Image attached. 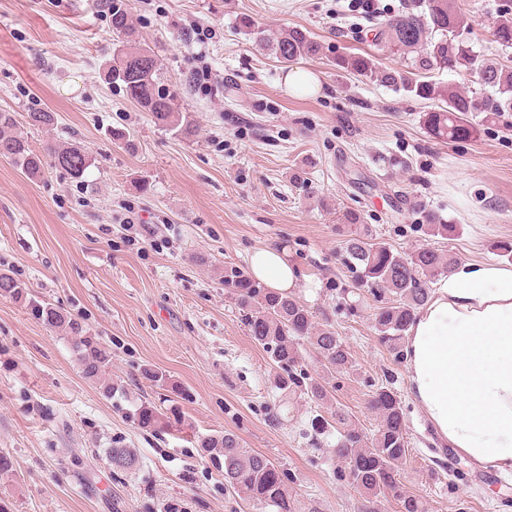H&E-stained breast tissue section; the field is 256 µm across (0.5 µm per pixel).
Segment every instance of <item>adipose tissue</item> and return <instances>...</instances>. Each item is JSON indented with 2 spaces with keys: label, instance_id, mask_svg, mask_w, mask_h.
I'll list each match as a JSON object with an SVG mask.
<instances>
[{
  "label": "adipose tissue",
  "instance_id": "adipose-tissue-1",
  "mask_svg": "<svg viewBox=\"0 0 512 512\" xmlns=\"http://www.w3.org/2000/svg\"><path fill=\"white\" fill-rule=\"evenodd\" d=\"M249 274L293 292L300 270L287 248L252 254ZM408 392L452 452L512 474V265H453L406 333Z\"/></svg>",
  "mask_w": 512,
  "mask_h": 512
}]
</instances>
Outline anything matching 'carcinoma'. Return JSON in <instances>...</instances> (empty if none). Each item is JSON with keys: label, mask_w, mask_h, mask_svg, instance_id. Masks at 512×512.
<instances>
[{"label": "carcinoma", "mask_w": 512, "mask_h": 512, "mask_svg": "<svg viewBox=\"0 0 512 512\" xmlns=\"http://www.w3.org/2000/svg\"><path fill=\"white\" fill-rule=\"evenodd\" d=\"M112 32L129 36L130 13L127 0H112ZM240 27L254 35L256 46L268 49L283 64L298 58H315L322 46L310 34L292 27L277 34L260 28L244 18ZM463 20L456 0H409L402 10L378 15L371 28V43L379 51L391 49L410 60V69L379 71L375 56L349 54L336 58V66L354 75H376L378 80L401 87L413 96L432 102L423 113L421 123L426 132L443 141L471 138L475 128L469 120L474 112L494 115L512 110V68L479 57L472 47L459 38ZM496 42L512 48V0H502L494 27ZM468 69L478 75L481 90H458L450 85L426 79L435 71ZM108 76L121 84L127 96L140 109L150 114L155 123L189 138L196 129L189 117L174 108L177 92L161 84V67L154 52L129 43L112 53ZM11 112L0 110V158L14 163L27 176H37L46 162L80 178L93 164L89 151L78 146L56 142L36 152L28 140L14 131ZM424 230L428 235L446 236L456 225L446 224L433 215H425ZM345 263L357 273L360 287L374 294L388 295L387 301L374 312V324L380 339L395 357H404L405 332L417 309L429 299V282L454 265L453 257L424 246L410 255H402L366 237H349L343 242ZM236 301L245 313L250 336L268 349L274 365L282 371L277 381L280 397L300 387L297 366L300 365V341L307 340L324 362L326 372L333 374L348 367L349 352L336 332L317 329L312 313L298 299L257 287L238 271L228 274ZM0 296L18 302L27 300L26 289L10 273L0 271ZM37 315L51 329L70 334L71 350L82 374L98 378L106 373L112 352L93 336H88L76 320L47 304L36 308ZM369 407L380 420L378 430L367 437L346 424L345 415L336 413L334 453L342 463L339 477L363 492L365 512H374V504L390 496L398 502L399 512H426L423 502L405 491L398 479L399 463L406 456L408 441L403 408L398 395L380 386L370 395ZM138 426L146 431L179 430L185 417L176 404L162 410L152 402L138 405ZM201 450L224 464V482L246 494L266 512H299L297 501L286 492L285 474L266 456L242 446L233 432L199 440ZM112 469L131 471L138 465L136 452L114 445L107 449Z\"/></svg>", "instance_id": "carcinoma-1"}]
</instances>
